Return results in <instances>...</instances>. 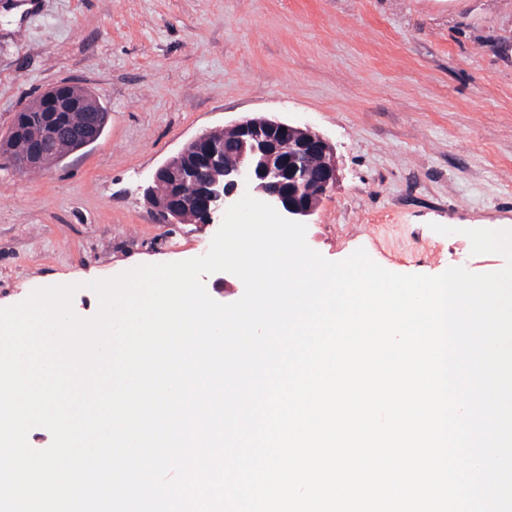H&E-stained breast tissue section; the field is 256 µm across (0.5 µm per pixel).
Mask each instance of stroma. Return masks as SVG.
<instances>
[{
	"label": "stroma",
	"instance_id": "1",
	"mask_svg": "<svg viewBox=\"0 0 512 512\" xmlns=\"http://www.w3.org/2000/svg\"><path fill=\"white\" fill-rule=\"evenodd\" d=\"M64 81L107 124L52 167L0 160V308L199 257L217 225L165 223L144 191L196 135L253 116L334 145L339 181L306 226L325 259L505 265L465 232L512 228V0H0V134Z\"/></svg>",
	"mask_w": 512,
	"mask_h": 512
}]
</instances>
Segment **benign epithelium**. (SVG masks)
Instances as JSON below:
<instances>
[{
	"label": "benign epithelium",
	"mask_w": 512,
	"mask_h": 512,
	"mask_svg": "<svg viewBox=\"0 0 512 512\" xmlns=\"http://www.w3.org/2000/svg\"><path fill=\"white\" fill-rule=\"evenodd\" d=\"M50 107L34 136L36 144L22 152L11 148L4 157L19 173L53 163V145L59 141L81 150L98 140L105 119L89 113L81 126L69 124L62 113L77 102L54 92L46 93ZM233 150L203 132L153 175L145 190L151 208L172 223L188 222L189 211L203 217L201 223L216 224L234 204L240 187L248 186L255 197L272 205L288 219L307 223L318 204L339 179L335 146L308 125H295L265 117L234 122ZM192 180L197 191L191 206L183 199V187ZM165 182L168 195L160 199L154 185Z\"/></svg>",
	"instance_id": "1"
}]
</instances>
